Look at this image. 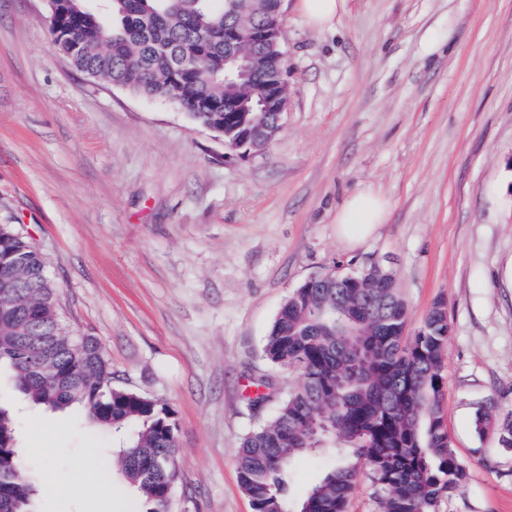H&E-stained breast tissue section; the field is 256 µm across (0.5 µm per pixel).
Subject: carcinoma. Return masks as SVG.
Instances as JSON below:
<instances>
[{
  "label": "carcinoma",
  "mask_w": 512,
  "mask_h": 512,
  "mask_svg": "<svg viewBox=\"0 0 512 512\" xmlns=\"http://www.w3.org/2000/svg\"><path fill=\"white\" fill-rule=\"evenodd\" d=\"M270 0H69L49 26L71 65L144 99L161 100L195 123L235 139L275 115L256 101L261 71L224 80V29L249 28ZM275 47L244 43L269 67H284ZM196 55L200 65L181 75L172 55ZM21 272L18 288H0V361L15 386L51 410L80 407L89 424L119 435V449L102 457V475L115 472L135 490L142 512H166L179 479L176 424L163 402L112 387V365L92 336L66 334L46 262L13 224H0V279ZM407 307L392 272L365 273L288 297L262 345L272 365L291 368L300 383L274 416L248 431L236 457L241 488L253 512H290L285 484L292 463L324 457L328 468L296 512H347L366 477L379 512H437L466 479L441 415L447 313L434 306L408 336ZM26 336L43 341L31 350ZM512 448V412L476 417ZM17 419L0 407V495L25 512L35 488L17 447Z\"/></svg>",
  "instance_id": "cac0c4a2"
}]
</instances>
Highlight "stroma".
<instances>
[{
  "instance_id": "1",
  "label": "stroma",
  "mask_w": 512,
  "mask_h": 512,
  "mask_svg": "<svg viewBox=\"0 0 512 512\" xmlns=\"http://www.w3.org/2000/svg\"><path fill=\"white\" fill-rule=\"evenodd\" d=\"M282 0L289 88L282 130L240 157L163 101L74 70L42 0H0V223L18 225L91 336L112 384L167 404L180 475L172 512H253L236 454L274 414L246 406L263 339L290 293L340 268H392L416 332L444 303L442 416L468 477L437 512H512V450L477 434L512 411V0H345L316 29ZM388 202L354 246L336 215L354 193ZM22 419L36 512H140L120 476L97 494L112 440L78 408ZM86 488L83 497L71 487Z\"/></svg>"
}]
</instances>
